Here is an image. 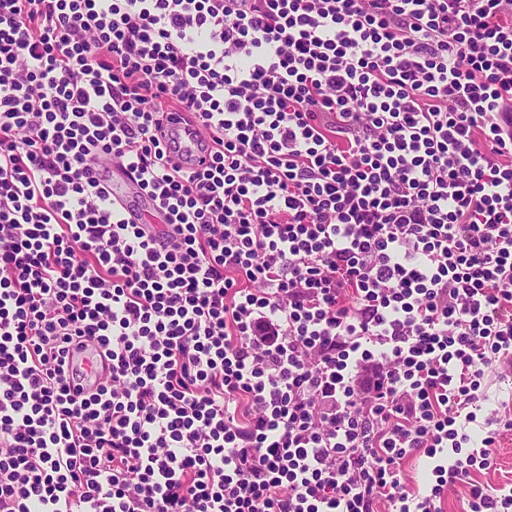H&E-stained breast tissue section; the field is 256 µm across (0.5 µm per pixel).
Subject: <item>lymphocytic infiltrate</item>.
I'll return each mask as SVG.
<instances>
[{
	"mask_svg": "<svg viewBox=\"0 0 512 512\" xmlns=\"http://www.w3.org/2000/svg\"><path fill=\"white\" fill-rule=\"evenodd\" d=\"M489 370L512 0H0V512H512L474 478L512 410L466 431ZM196 130L184 124L173 125V137L177 148L173 159L184 167H189L191 163L202 157L213 144L208 136L196 133ZM95 177L112 194V199L125 209L130 221L136 224L150 221V213L155 208L153 200L148 196L139 195L121 172L112 171L110 167H98ZM78 364L92 382L104 379L108 375L110 367V361L104 356L102 350L95 345L87 346L81 354Z\"/></svg>",
	"mask_w": 512,
	"mask_h": 512,
	"instance_id": "obj_1",
	"label": "lymphocytic infiltrate"
}]
</instances>
